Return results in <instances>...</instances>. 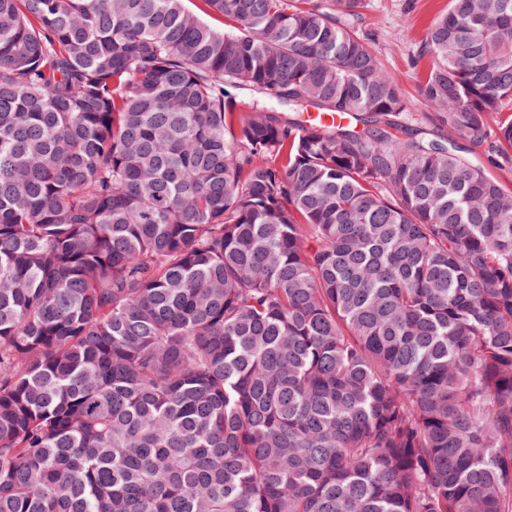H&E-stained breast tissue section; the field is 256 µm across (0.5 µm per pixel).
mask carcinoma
Masks as SVG:
<instances>
[{"label":"carcinoma","instance_id":"obj_1","mask_svg":"<svg viewBox=\"0 0 512 512\" xmlns=\"http://www.w3.org/2000/svg\"><path fill=\"white\" fill-rule=\"evenodd\" d=\"M448 2L409 125L363 0H0V512H512V0ZM186 7L210 26L220 30H231L224 16L214 12L203 0H185Z\"/></svg>","mask_w":512,"mask_h":512}]
</instances>
